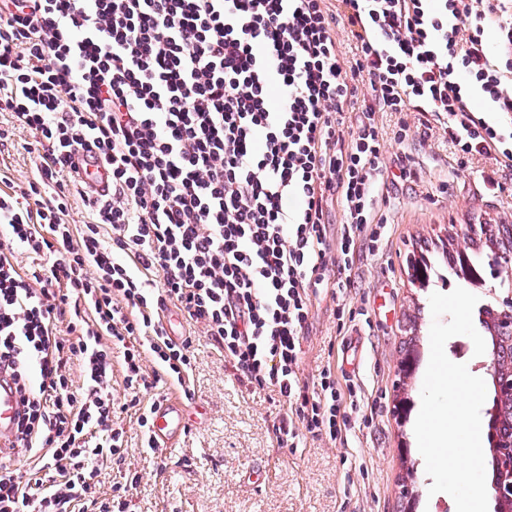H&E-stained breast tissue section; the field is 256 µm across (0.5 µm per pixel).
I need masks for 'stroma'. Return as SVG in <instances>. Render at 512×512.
<instances>
[{
  "instance_id": "stroma-1",
  "label": "stroma",
  "mask_w": 512,
  "mask_h": 512,
  "mask_svg": "<svg viewBox=\"0 0 512 512\" xmlns=\"http://www.w3.org/2000/svg\"><path fill=\"white\" fill-rule=\"evenodd\" d=\"M0 126L13 130L11 146L0 151V170L20 191L34 174V159L22 148L29 130L11 124L0 113ZM410 155L415 177L387 183L384 207L388 241L382 254L365 255L353 271L354 306H366L370 323H357L351 333L362 346L346 352L347 336L338 333L336 302L316 300L302 341L299 373L316 380L324 365L337 376L358 381L379 404L372 424L353 432L348 447L307 440L299 448L278 447L271 431L279 404L267 393L246 391L224 368V356L206 338L193 344L195 362L191 401L195 413L190 430L161 455L147 452L133 412L116 418L127 452L122 463L104 465L99 495L110 496L128 485V512H404L403 481L421 496L416 512H433L427 490L432 483L418 451L413 422L394 414L397 393L419 400L424 374L416 372L398 384L403 358L406 316L417 315L418 344L430 352L431 293L441 282L421 289L409 282L406 258L417 244L438 243L450 225L487 221L512 224V199L493 193L482 181L486 163L472 160L459 168L448 145L437 138L408 149L387 141L383 164L396 172L401 155ZM445 173L447 188L436 174ZM350 333V334H351Z\"/></svg>"
}]
</instances>
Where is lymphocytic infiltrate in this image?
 <instances>
[{"label":"lymphocytic infiltrate","mask_w":512,"mask_h":512,"mask_svg":"<svg viewBox=\"0 0 512 512\" xmlns=\"http://www.w3.org/2000/svg\"><path fill=\"white\" fill-rule=\"evenodd\" d=\"M508 73L512 0H0V110L34 133L37 159L22 196L0 190V371L24 406L0 512H126L97 492L102 466L124 459L114 372L144 429L141 392L193 396V339L169 338L168 307L247 391L283 399L279 447L346 441L366 415L356 383L328 365L310 383L297 366L326 270L346 293L359 246L385 232L376 115L397 114V141L435 132L460 163L485 159L484 184L505 193L512 126L474 112L467 91L511 115ZM79 150L111 166L112 195L77 226ZM19 250L38 262L29 274Z\"/></svg>","instance_id":"lymphocytic-infiltrate-1"}]
</instances>
